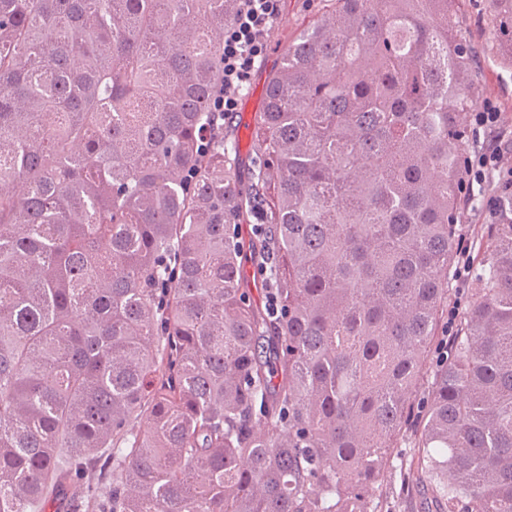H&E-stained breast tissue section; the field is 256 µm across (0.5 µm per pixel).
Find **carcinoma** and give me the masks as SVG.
Returning <instances> with one entry per match:
<instances>
[{"mask_svg":"<svg viewBox=\"0 0 512 512\" xmlns=\"http://www.w3.org/2000/svg\"><path fill=\"white\" fill-rule=\"evenodd\" d=\"M239 7L0 0V512H376L387 469L512 512V189L437 350L466 0H321L245 178L230 125L198 153ZM484 15L512 66V0Z\"/></svg>","mask_w":512,"mask_h":512,"instance_id":"cac0c4a2","label":"carcinoma"}]
</instances>
